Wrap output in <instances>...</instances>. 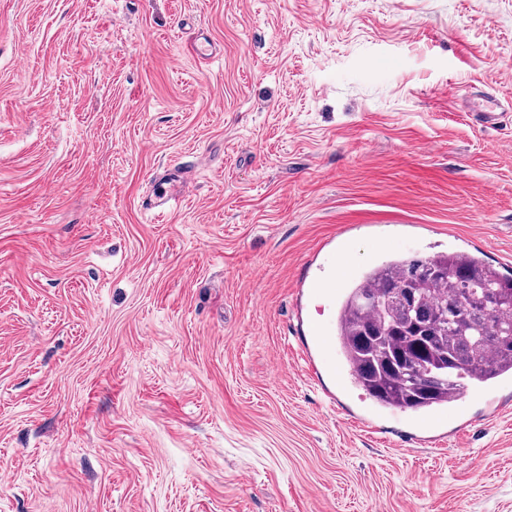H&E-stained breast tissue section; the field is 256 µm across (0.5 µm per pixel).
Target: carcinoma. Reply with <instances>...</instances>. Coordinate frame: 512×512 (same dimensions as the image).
<instances>
[{
    "label": "carcinoma",
    "instance_id": "obj_1",
    "mask_svg": "<svg viewBox=\"0 0 512 512\" xmlns=\"http://www.w3.org/2000/svg\"><path fill=\"white\" fill-rule=\"evenodd\" d=\"M336 336L381 406L446 405L512 372V277L465 251L383 260L345 292Z\"/></svg>",
    "mask_w": 512,
    "mask_h": 512
}]
</instances>
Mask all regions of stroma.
<instances>
[{
    "label": "stroma",
    "instance_id": "1",
    "mask_svg": "<svg viewBox=\"0 0 512 512\" xmlns=\"http://www.w3.org/2000/svg\"><path fill=\"white\" fill-rule=\"evenodd\" d=\"M329 238L512 274V0H0V512H512V378L461 436L309 379ZM482 103L476 112L478 122L484 126L494 127L501 123L503 112H497L498 101L496 97L486 95L481 98ZM184 182L177 180H163L154 184L152 190L153 205L156 210V216L162 217L171 210L175 209L182 196Z\"/></svg>",
    "mask_w": 512,
    "mask_h": 512
}]
</instances>
